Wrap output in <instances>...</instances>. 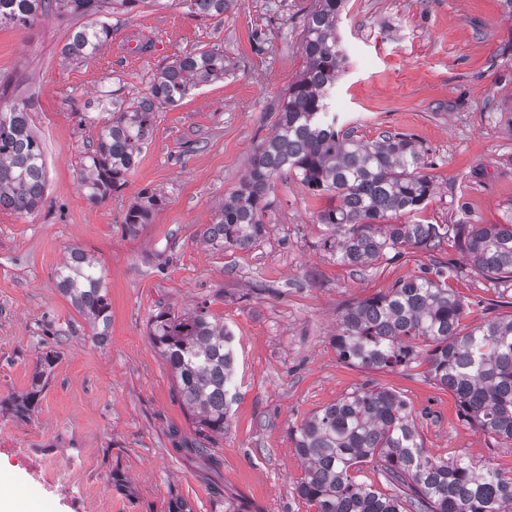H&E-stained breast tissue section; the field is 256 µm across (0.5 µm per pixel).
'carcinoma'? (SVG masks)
<instances>
[{"label": "carcinoma", "mask_w": 512, "mask_h": 512, "mask_svg": "<svg viewBox=\"0 0 512 512\" xmlns=\"http://www.w3.org/2000/svg\"><path fill=\"white\" fill-rule=\"evenodd\" d=\"M204 17L224 15L228 0H178ZM161 0H0V24L28 28L49 11L92 17L158 7ZM345 0H314L304 26L305 66L280 102L275 132L252 158L243 184L203 231L214 249H247L263 236L261 216L273 179L292 175L315 195L330 194L336 204L317 215L333 238L338 261L361 269L407 246L433 253L444 240L458 244L471 269L500 286L512 300V224H394L421 212L433 195L434 166L413 137L384 131L363 141L338 128L329 112L330 94L345 60L337 22ZM112 38L106 22L73 32L64 48L68 58L98 52ZM224 52L200 48L176 58L156 73L148 96L113 113L87 154L83 168L87 197L98 202L126 184L141 145L153 129L154 109L180 103L192 88L224 80ZM46 185L43 149L31 131L28 113L18 106L0 111V208L33 212ZM164 199L151 189L126 211L130 232L148 223ZM461 267L436 261L432 271L397 282L345 308L336 352L349 366L372 370L427 364V376L448 389L458 417L503 445L512 444V314L467 328L469 305L448 288ZM60 292L70 298L100 342L109 336L111 303L102 271L74 248L56 272ZM149 336L175 381L176 394L200 431L224 433L235 382L232 333L212 321L205 308L175 314L159 309ZM49 354L34 374L31 389L11 395L0 406L27 419L44 389ZM307 471L298 495L316 512H512V477L461 459L435 458L423 447L407 403L397 392L357 388L303 421L294 432ZM373 462L405 498L388 497L358 483L350 470Z\"/></svg>", "instance_id": "carcinoma-1"}]
</instances>
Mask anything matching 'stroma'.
<instances>
[{"label":"stroma","mask_w":512,"mask_h":512,"mask_svg":"<svg viewBox=\"0 0 512 512\" xmlns=\"http://www.w3.org/2000/svg\"><path fill=\"white\" fill-rule=\"evenodd\" d=\"M312 3L229 0L208 19L175 5L114 14L111 42L81 60L64 47L82 18L0 26V105L24 104L46 169L34 212L0 209V399L27 391L40 358L58 355L29 420L0 410V479L25 489L27 506L167 512L179 496L194 512H316L297 494L305 464L291 433L368 382L406 400L429 454L512 476V446L459 419L453 394L425 366L371 371L336 353L346 305L420 274L427 253L407 248L361 270L340 264L317 221L329 197L288 175L273 181L255 246L218 251L202 238L274 132L303 67ZM347 9L346 61L330 99L340 124L365 141L405 132L428 149L436 166L426 223L512 224V67L499 54L512 19L499 0H348ZM202 47L223 50L229 74L158 109L126 185L90 202L81 173L104 122L147 96L175 57ZM146 187L165 203L126 231L124 215ZM74 248L97 260L108 284L102 342L57 287ZM448 286L472 304L464 325L512 311L470 268ZM201 305L232 332L236 355L230 415L209 438L148 335L159 309ZM199 444L210 455H197ZM115 473L124 489L105 485Z\"/></svg>","instance_id":"obj_1"}]
</instances>
